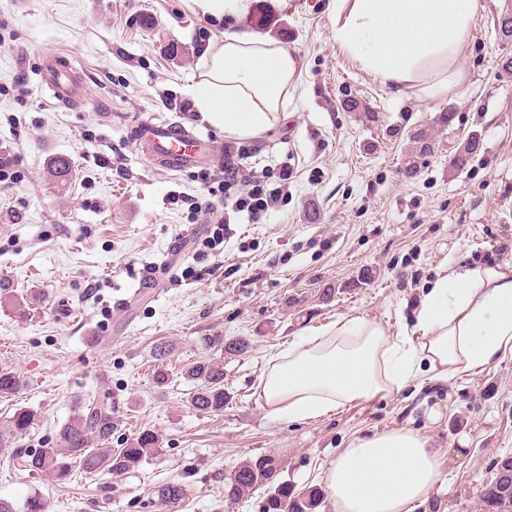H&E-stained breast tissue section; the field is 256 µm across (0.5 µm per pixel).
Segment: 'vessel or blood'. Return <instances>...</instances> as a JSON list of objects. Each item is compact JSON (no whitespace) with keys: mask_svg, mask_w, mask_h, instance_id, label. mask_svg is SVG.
Here are the masks:
<instances>
[{"mask_svg":"<svg viewBox=\"0 0 512 512\" xmlns=\"http://www.w3.org/2000/svg\"><path fill=\"white\" fill-rule=\"evenodd\" d=\"M43 80L52 86L57 103L81 101L82 81L69 64L50 61L44 69ZM131 134L147 146L149 158L166 169L181 171L194 165L197 159L191 150L198 140L197 131L184 123L143 119L133 124Z\"/></svg>","mask_w":512,"mask_h":512,"instance_id":"vessel-or-blood-1","label":"vessel or blood"}]
</instances>
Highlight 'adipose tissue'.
I'll return each mask as SVG.
<instances>
[{"instance_id": "obj_1", "label": "adipose tissue", "mask_w": 512, "mask_h": 512, "mask_svg": "<svg viewBox=\"0 0 512 512\" xmlns=\"http://www.w3.org/2000/svg\"><path fill=\"white\" fill-rule=\"evenodd\" d=\"M481 0H336L332 32L359 67L390 88L452 93L465 75L461 48ZM193 97L227 136L271 127L296 82L288 47L247 30L209 47ZM512 354V264L443 269L419 304L411 336L341 317L269 361L259 396L269 415L311 420L346 403L400 391L427 365L463 377ZM332 512H416L443 481L426 439L392 430L352 441L321 473Z\"/></svg>"}]
</instances>
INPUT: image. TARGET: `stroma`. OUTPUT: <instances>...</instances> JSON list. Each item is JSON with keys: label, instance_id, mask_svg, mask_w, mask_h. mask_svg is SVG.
Returning a JSON list of instances; mask_svg holds the SVG:
<instances>
[{"label": "stroma", "instance_id": "1", "mask_svg": "<svg viewBox=\"0 0 512 512\" xmlns=\"http://www.w3.org/2000/svg\"><path fill=\"white\" fill-rule=\"evenodd\" d=\"M246 4L217 17L202 0H0V148L14 157L0 182V286L24 300L0 307V369L22 381L0 399V431L18 408L33 415L0 452V498L16 512L35 494L46 512H262L263 490L224 498L225 477L246 458L276 456L281 479L301 489L351 441L405 428L428 438L445 476L417 512H479L493 461L512 456V355L461 379L423 369L400 392L307 421L268 416L257 386L274 354L338 316L401 335L440 265L479 266L512 242V73L501 67L512 37L494 27L512 0H484L461 50L466 78L438 97L362 71L333 39L334 0ZM239 27L287 45L300 70L280 120L244 140L202 120L190 92L205 47ZM46 56L76 68L85 100L56 104L39 75ZM147 118L194 123L209 138L204 161L182 172L149 163L129 134ZM420 135L433 146L425 157ZM474 135L478 156L451 168ZM228 149L244 169L287 174L288 193L195 259L176 237L218 220L191 204L200 174H220ZM62 155L70 172L59 179ZM164 261L176 275L139 290L145 267ZM214 336L248 349L225 354ZM204 357L224 364L218 413L190 404L184 372ZM103 387L113 447L151 429L152 459L56 482L12 458L53 443ZM174 480L185 497L161 504L157 489Z\"/></svg>", "mask_w": 512, "mask_h": 512}]
</instances>
